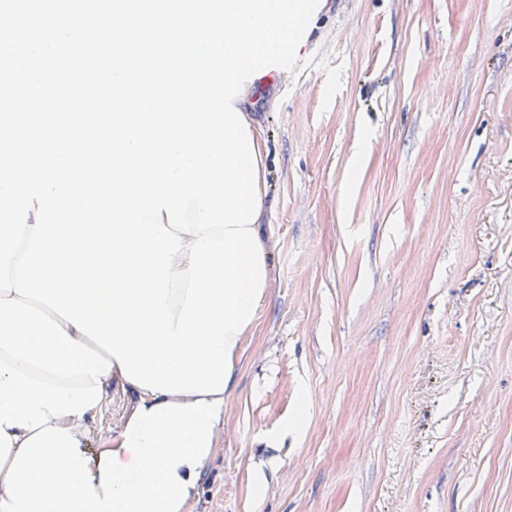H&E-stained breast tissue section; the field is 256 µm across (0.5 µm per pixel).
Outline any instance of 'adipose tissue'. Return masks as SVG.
<instances>
[{
  "label": "adipose tissue",
  "instance_id": "ef3b65f1",
  "mask_svg": "<svg viewBox=\"0 0 512 512\" xmlns=\"http://www.w3.org/2000/svg\"><path fill=\"white\" fill-rule=\"evenodd\" d=\"M136 406L89 457L86 420L12 428L0 468V512H182L215 451L224 397L137 389Z\"/></svg>",
  "mask_w": 512,
  "mask_h": 512
}]
</instances>
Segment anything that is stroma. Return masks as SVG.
Returning <instances> with one entry per match:
<instances>
[{
	"mask_svg": "<svg viewBox=\"0 0 512 512\" xmlns=\"http://www.w3.org/2000/svg\"><path fill=\"white\" fill-rule=\"evenodd\" d=\"M304 39L248 93L270 285L183 512H512V0H321Z\"/></svg>",
	"mask_w": 512,
	"mask_h": 512,
	"instance_id": "obj_1",
	"label": "stroma"
}]
</instances>
